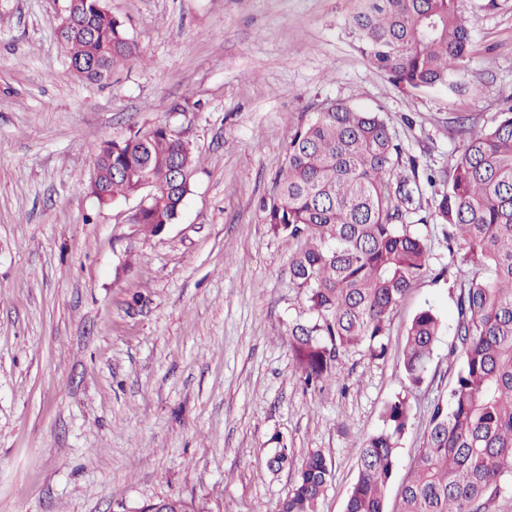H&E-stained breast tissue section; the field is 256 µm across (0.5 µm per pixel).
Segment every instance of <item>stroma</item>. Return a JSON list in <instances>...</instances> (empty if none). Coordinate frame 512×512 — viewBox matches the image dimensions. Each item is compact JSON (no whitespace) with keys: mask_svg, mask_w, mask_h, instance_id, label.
I'll return each mask as SVG.
<instances>
[{"mask_svg":"<svg viewBox=\"0 0 512 512\" xmlns=\"http://www.w3.org/2000/svg\"><path fill=\"white\" fill-rule=\"evenodd\" d=\"M145 54L103 85L70 68L56 25L68 0H0V512H137L175 496L195 512H278L292 470L270 471L273 434L294 460L321 449L344 512L365 438L401 393L404 333L442 321L411 401L388 493L446 394L455 324L448 227L424 178L459 141L454 117L492 125L512 96V0H465L472 53L447 85L399 90L355 48L351 0H104ZM386 116L403 173L423 185L405 215L432 275L391 320L385 359L346 354L305 387L288 326L308 315L264 198L288 133L323 103ZM167 126L201 162L175 223L144 235L138 199L99 206L93 148Z\"/></svg>","mask_w":512,"mask_h":512,"instance_id":"obj_1","label":"stroma"}]
</instances>
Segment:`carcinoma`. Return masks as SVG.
Returning a JSON list of instances; mask_svg holds the SVG:
<instances>
[{
    "instance_id": "carcinoma-1",
    "label": "carcinoma",
    "mask_w": 512,
    "mask_h": 512,
    "mask_svg": "<svg viewBox=\"0 0 512 512\" xmlns=\"http://www.w3.org/2000/svg\"><path fill=\"white\" fill-rule=\"evenodd\" d=\"M359 52L403 91L445 85L466 67L472 30L463 0H353ZM70 67L107 83L143 54L126 24L103 0H70L57 26ZM460 146L442 177L434 217L448 226L452 264L474 270L456 284V319L448 357V390L429 422L395 512H494L512 495V96L489 127L457 117ZM98 204L140 197L130 221L155 236L173 223L191 192L197 159L167 128L136 131L94 148ZM402 147L379 112L324 103L288 133L286 163L263 220L276 235L303 242L292 263L311 318L288 332L308 386L330 379L349 351L374 360L388 353L391 314L430 270V251L403 209L419 191L400 170ZM463 242L454 250L455 241ZM441 322L431 307L413 316L402 350L406 386L388 402L383 427L368 436L345 512H387V489L400 441L411 426L410 399L429 374ZM271 470L286 467L294 483L279 512H319L332 469L319 449L296 465L287 444L270 438Z\"/></svg>"
}]
</instances>
